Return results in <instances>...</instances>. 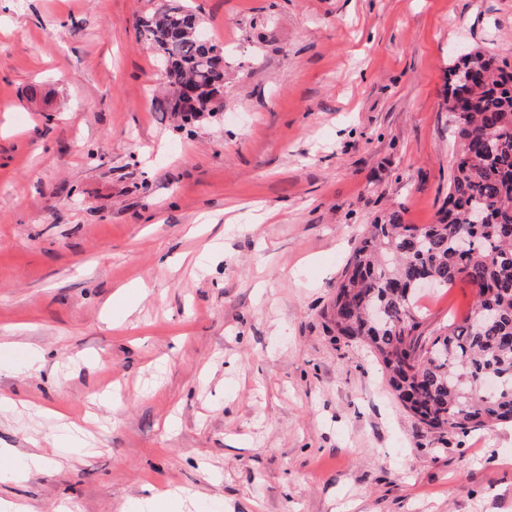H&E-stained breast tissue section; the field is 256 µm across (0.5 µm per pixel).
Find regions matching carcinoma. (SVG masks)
<instances>
[{
	"instance_id": "cac0c4a2",
	"label": "carcinoma",
	"mask_w": 512,
	"mask_h": 512,
	"mask_svg": "<svg viewBox=\"0 0 512 512\" xmlns=\"http://www.w3.org/2000/svg\"><path fill=\"white\" fill-rule=\"evenodd\" d=\"M141 35L167 62L158 102L182 119L224 107V49L192 34L183 3L154 9ZM457 145L448 208L418 228L394 211L367 225L328 312L336 334L366 342L403 409L441 435L512 423V66L474 47L448 69ZM190 82L194 104L172 96ZM463 281L474 302L459 323L429 330L412 297L419 281ZM497 378L486 395L478 383Z\"/></svg>"
}]
</instances>
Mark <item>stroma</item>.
<instances>
[{
	"instance_id": "35a3bbf8",
	"label": "stroma",
	"mask_w": 512,
	"mask_h": 512,
	"mask_svg": "<svg viewBox=\"0 0 512 512\" xmlns=\"http://www.w3.org/2000/svg\"><path fill=\"white\" fill-rule=\"evenodd\" d=\"M158 2L0 0V448L58 432L39 405L95 419L0 497L512 512V427L427 431L327 317L367 224L435 223L451 49L512 64V0H184L224 48V109L187 124L136 29ZM472 300L418 305L436 329ZM196 492L183 491V492H166L164 494H152L145 498H141L136 504L132 506L133 510L130 512H171L170 510L174 499L182 502L183 498L192 499L197 498ZM174 498V499H173Z\"/></svg>"
}]
</instances>
